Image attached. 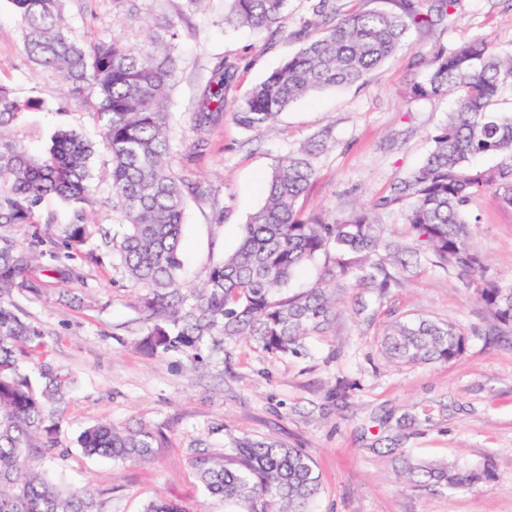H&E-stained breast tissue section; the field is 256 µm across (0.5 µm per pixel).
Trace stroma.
Here are the masks:
<instances>
[{"mask_svg":"<svg viewBox=\"0 0 512 512\" xmlns=\"http://www.w3.org/2000/svg\"><path fill=\"white\" fill-rule=\"evenodd\" d=\"M224 0H65L64 19L89 43L112 39L139 43L146 24L166 18L181 34L177 77L170 91L175 157L195 152L191 177L206 194L189 199L180 253L186 282L235 250L247 217L266 198V181L279 158L317 133L334 145L308 188L305 211L340 214L384 195L390 184L417 169L431 134L457 105L453 94L415 97L430 62L455 44L482 37L512 49V0H456L452 16L412 27L409 46L383 63L368 82L325 89L296 101L273 131L257 135L232 119L196 131L192 115L218 65L237 67L224 88L227 107L244 98L301 42L294 34L307 19L306 0H291L283 32L231 30ZM0 81L31 101L13 133L43 150L61 126L99 140L84 108L59 80L28 63L15 14L0 0ZM110 163L97 151L92 221L115 234L124 227L110 199ZM223 224H215L216 212ZM472 245L502 278H512V207L491 197L475 200ZM74 266L78 280L47 275L41 298L16 295L27 317L45 332L39 360L74 378L56 458L44 463L65 486L88 487L99 512H144L153 500L182 503L190 512H227L210 495L192 465L201 454L223 457L230 436H274L306 449L320 474L313 512H512V335L487 340L489 323L464 281L421 265L414 277L383 298L352 281L336 284L333 327L309 337L302 354L273 357L254 342L228 339L221 352L196 361L184 355L139 351L144 327L139 291L122 277L111 256L89 242ZM425 317L453 322L469 333L464 354L448 363L392 364L381 339L392 321ZM341 396H334V389ZM416 421L407 443L419 461L477 464L492 459L495 478L469 491L418 488L398 478L392 455L373 451L377 418ZM162 424L168 442L147 462L85 456L76 438L98 421Z\"/></svg>","mask_w":512,"mask_h":512,"instance_id":"35a3bbf8","label":"stroma"}]
</instances>
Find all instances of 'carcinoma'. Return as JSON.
Here are the masks:
<instances>
[{"label":"carcinoma","instance_id":"carcinoma-1","mask_svg":"<svg viewBox=\"0 0 512 512\" xmlns=\"http://www.w3.org/2000/svg\"><path fill=\"white\" fill-rule=\"evenodd\" d=\"M17 16L28 61L61 77L67 95L80 103L99 130L111 161L112 207L125 231L119 237L88 220L92 203L95 145L76 128L62 127L51 145L33 152L10 135L29 108L0 82V512H98L88 489L63 488L33 459L54 458L64 406L73 380L50 365L35 384L20 370L44 332L14 302L25 293L39 297L42 275L54 271L72 281L66 262L77 259L88 240L117 259L125 278L144 290L145 328L137 346L151 354L200 358L221 350L224 340L245 336L273 356L299 354L305 339L329 329L336 318L332 284L352 277L356 286L384 296L410 276L403 258L419 253L433 266L468 279L487 318L512 333V281L490 271L470 244L472 202L486 194L512 207V114L495 109L501 90L512 86V50L482 39L460 42L430 64L420 96L458 94L457 107L431 135L424 163L388 191L339 216L304 214L299 200L318 173L331 139L324 132L276 164L264 205L242 225L238 247L214 264L204 281L190 288L181 277L179 254L186 201L203 195L200 182L174 170L168 91L176 76L180 34L172 22L128 46L101 41L86 47L66 26L63 0H9ZM224 24L278 34L289 0H225ZM311 19L295 37L302 47L255 85L232 112L244 130L261 134L298 98L326 88L364 83L386 59L406 46L420 17L413 8L340 13L337 0H307ZM193 113L194 129L224 120V84L235 66L222 62ZM496 156L493 166L473 163ZM54 196L72 210L59 235L54 217L41 220L40 207ZM405 214L411 243L389 233L375 215ZM45 223L46 229L37 227ZM323 261L318 281L288 294L301 266ZM458 325L426 318H400L385 331L381 347L397 363L449 362L465 350ZM414 422L400 421L389 437L401 469L415 486L451 490L490 482L489 460L472 467L417 462L401 446ZM166 427L132 421L97 423L76 439L87 456L146 462L166 443ZM224 460L200 455L193 461L208 493L240 512H311L321 479L303 448L273 438L232 437ZM144 512H190L171 501L148 503Z\"/></svg>","mask_w":512,"mask_h":512}]
</instances>
